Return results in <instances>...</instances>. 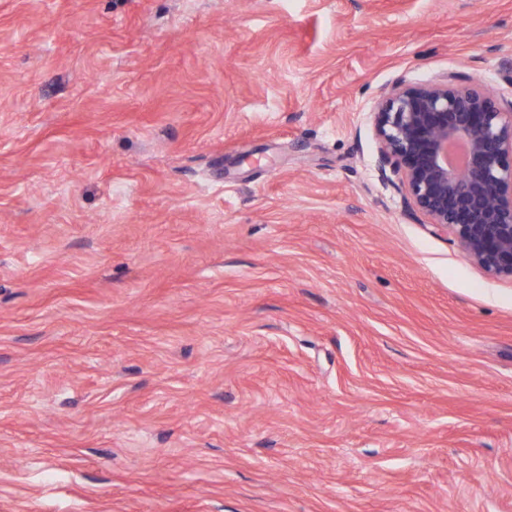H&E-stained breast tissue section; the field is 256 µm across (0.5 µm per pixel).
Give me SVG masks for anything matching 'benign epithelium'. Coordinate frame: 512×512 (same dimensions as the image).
Instances as JSON below:
<instances>
[{"mask_svg":"<svg viewBox=\"0 0 512 512\" xmlns=\"http://www.w3.org/2000/svg\"><path fill=\"white\" fill-rule=\"evenodd\" d=\"M382 179L491 278L512 279V101L450 74L398 82L373 112Z\"/></svg>","mask_w":512,"mask_h":512,"instance_id":"obj_1","label":"benign epithelium"}]
</instances>
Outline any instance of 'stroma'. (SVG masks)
Instances as JSON below:
<instances>
[{"label": "stroma", "instance_id": "stroma-1", "mask_svg": "<svg viewBox=\"0 0 512 512\" xmlns=\"http://www.w3.org/2000/svg\"><path fill=\"white\" fill-rule=\"evenodd\" d=\"M511 63L512 0H0V512H512V279L372 130Z\"/></svg>", "mask_w": 512, "mask_h": 512}]
</instances>
